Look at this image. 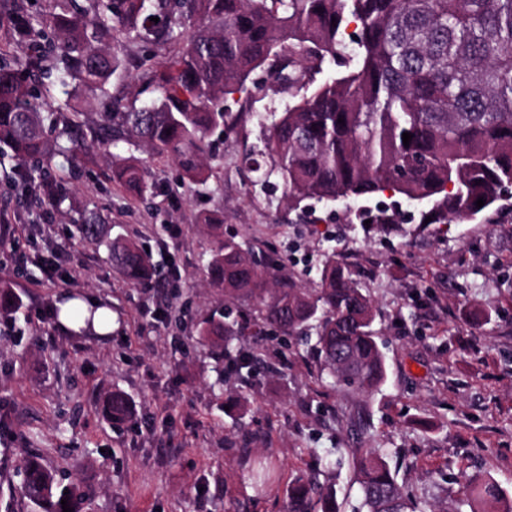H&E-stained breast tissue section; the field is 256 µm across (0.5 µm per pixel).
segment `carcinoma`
Segmentation results:
<instances>
[{
  "label": "carcinoma",
  "instance_id": "cac0c4a2",
  "mask_svg": "<svg viewBox=\"0 0 512 512\" xmlns=\"http://www.w3.org/2000/svg\"><path fill=\"white\" fill-rule=\"evenodd\" d=\"M46 2L15 16L30 52L18 58L0 51V168L11 163L7 178L32 210L59 208L57 172L89 141L166 156L190 181L205 183L210 134L241 118L224 111V98L243 92L261 67L278 88L296 92L297 102L273 117L248 165L263 179L279 177L290 208L307 200L350 204L390 190L427 204L422 217L432 223L450 224L489 210L512 187V0ZM124 41L176 47L172 58L143 69L130 100L109 90L125 70ZM326 62L344 71L313 85ZM52 77L66 95L54 104L46 83ZM75 84L102 96L103 119L93 127L72 103ZM145 92L151 98L136 106ZM405 132L412 135L407 147ZM112 181L132 201L154 192L137 157L112 166ZM100 221L96 213L83 216L80 237L106 246L131 283L148 279L149 255L129 240L105 241ZM206 268L224 306H247L259 331L314 336L329 383L376 391L385 382L372 299L334 253L323 254L314 288L282 279L274 258L256 256L234 236H216ZM19 310L12 283L0 279V316ZM241 329L237 320L209 318L200 335L224 337L228 354ZM106 404L112 421L130 410L120 391ZM384 455L366 448L357 457L358 512H447L406 491ZM18 475L42 512H63V499L73 512H92L89 499L61 486L38 456ZM465 489L469 499L505 500L496 482L479 476ZM289 512H339L336 488L295 478Z\"/></svg>",
  "mask_w": 512,
  "mask_h": 512
}]
</instances>
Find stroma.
I'll list each match as a JSON object with an SVG mask.
<instances>
[{
  "label": "stroma",
  "instance_id": "stroma-1",
  "mask_svg": "<svg viewBox=\"0 0 512 512\" xmlns=\"http://www.w3.org/2000/svg\"><path fill=\"white\" fill-rule=\"evenodd\" d=\"M271 84L261 68L225 98L242 121L213 136L203 186L157 157L154 197L128 200L108 166L135 148L95 147L64 171L61 209L38 218L0 174V277L23 302L17 320H0V512H34L18 477L34 453L94 512H288L299 475L334 485L340 512H353L356 456L377 447L430 503L453 510L475 473L512 497V199L452 224H421V205L390 192L314 202L301 215L282 203L277 178L259 184L245 163L262 146L260 118L294 102ZM384 206L404 217L385 232L370 224ZM83 209L103 216L110 237L148 249L157 278L131 284L104 248L81 241L73 219ZM207 214L310 284L335 250L376 303L386 382L371 393L332 387L307 346L245 334L228 358L200 335L204 318L224 313L202 267L214 240ZM53 253L63 276L49 282L40 259ZM73 293L111 308L110 335L60 327L58 305ZM479 308L490 320H475ZM239 353L262 362L238 370ZM115 389L133 406L117 423L105 414ZM333 449L341 461L327 475ZM260 456L278 472L263 490L251 479Z\"/></svg>",
  "mask_w": 512,
  "mask_h": 512
}]
</instances>
